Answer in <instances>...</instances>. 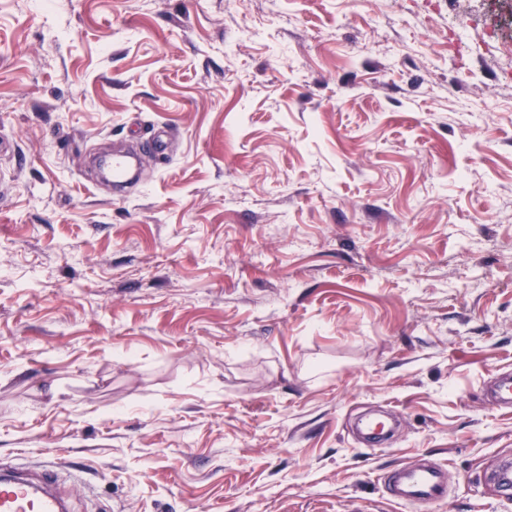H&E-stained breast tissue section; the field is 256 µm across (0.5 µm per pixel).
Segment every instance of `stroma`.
Listing matches in <instances>:
<instances>
[{
	"instance_id": "35a3bbf8",
	"label": "stroma",
	"mask_w": 512,
	"mask_h": 512,
	"mask_svg": "<svg viewBox=\"0 0 512 512\" xmlns=\"http://www.w3.org/2000/svg\"><path fill=\"white\" fill-rule=\"evenodd\" d=\"M505 373L504 0H0V466L71 512H421L383 478L429 461L431 512H512Z\"/></svg>"
}]
</instances>
